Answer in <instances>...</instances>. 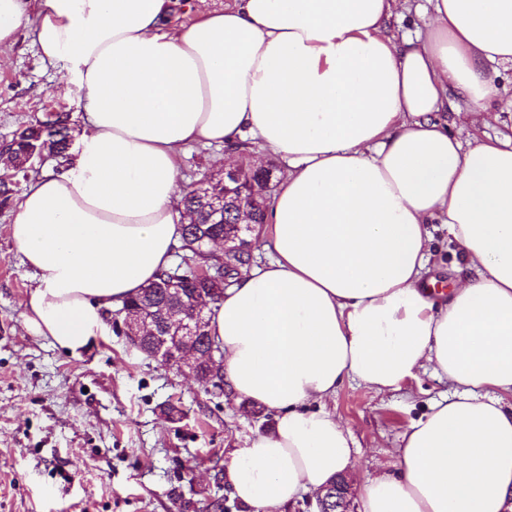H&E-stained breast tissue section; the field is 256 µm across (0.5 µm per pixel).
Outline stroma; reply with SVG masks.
<instances>
[{
  "label": "stroma",
  "instance_id": "obj_1",
  "mask_svg": "<svg viewBox=\"0 0 512 512\" xmlns=\"http://www.w3.org/2000/svg\"><path fill=\"white\" fill-rule=\"evenodd\" d=\"M0 68V144L47 113L83 119L58 67L42 62L32 29L21 30ZM224 145L193 144L179 159L182 185L223 168ZM14 207L0 208V512H179L184 500L227 495L224 462L259 427L241 405L205 390L131 346L121 330L71 355L39 335L25 299L36 284L10 232ZM432 275L451 288L462 277L444 230L432 242ZM447 383L419 373L397 392L346 382L327 408L348 427L363 471L391 469L411 420ZM176 405L177 415L165 412Z\"/></svg>",
  "mask_w": 512,
  "mask_h": 512
}]
</instances>
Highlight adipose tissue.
<instances>
[{
	"label": "adipose tissue",
	"instance_id": "ef3b65f1",
	"mask_svg": "<svg viewBox=\"0 0 512 512\" xmlns=\"http://www.w3.org/2000/svg\"><path fill=\"white\" fill-rule=\"evenodd\" d=\"M0 0V52L33 26L83 113L75 157L25 188L11 237L39 278L28 320L79 354L105 309L170 265L188 218L178 160L251 135L288 160L262 232L271 255L214 308L232 402L276 414L224 463L231 495L283 512L354 478L359 512H512V142L448 127L503 99L512 0ZM444 225L471 276L426 286ZM453 388L402 432L394 470L356 477L327 408L344 382L399 390L423 368ZM411 3L413 4L412 12L410 14H406L405 17L392 18L390 26L395 30L399 28L400 32H406L414 35L417 28L423 26V12L426 7H429V5L426 0H412ZM418 4L421 6L420 15H417L414 12V7Z\"/></svg>",
	"mask_w": 512,
	"mask_h": 512
}]
</instances>
